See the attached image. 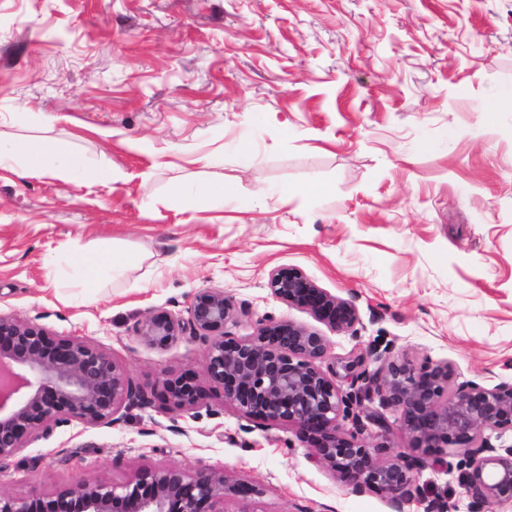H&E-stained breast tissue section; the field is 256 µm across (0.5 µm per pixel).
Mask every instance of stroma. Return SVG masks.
Returning <instances> with one entry per match:
<instances>
[{"mask_svg":"<svg viewBox=\"0 0 512 512\" xmlns=\"http://www.w3.org/2000/svg\"><path fill=\"white\" fill-rule=\"evenodd\" d=\"M509 85L512 0H0V136L64 140L116 174L85 187L0 165V310L83 337L149 388L200 375L205 348L146 344L133 330L145 311L182 316L196 291L220 288L232 335L266 316L311 326L268 286L294 265L356 300L357 333H326L322 366L341 388L346 363L372 351L510 383L512 112L489 127L476 110ZM176 178L295 193L249 213L186 207L170 200ZM103 240L136 258L121 279L84 302L48 280ZM121 416L56 428L0 462V488L47 497L177 466L263 487L228 512H424L423 499L352 492L294 426L246 419L218 393L189 412ZM414 480L468 512L457 471Z\"/></svg>","mask_w":512,"mask_h":512,"instance_id":"1","label":"stroma"}]
</instances>
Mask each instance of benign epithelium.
I'll use <instances>...</instances> for the list:
<instances>
[{"label": "benign epithelium", "instance_id": "7a95c632", "mask_svg": "<svg viewBox=\"0 0 512 512\" xmlns=\"http://www.w3.org/2000/svg\"><path fill=\"white\" fill-rule=\"evenodd\" d=\"M272 295L307 311L336 332L355 330V299L319 287L301 268L270 273ZM187 316L152 309L134 331L145 343L167 347L189 337L206 345L201 376L224 403L247 419L294 425L313 458L356 493H377L397 502L420 496L412 473L447 457L456 459L469 512L512 505V445L496 446L487 430L512 431V384L488 389L455 384L449 362L415 365L376 355L378 368L356 374L342 390L318 365L328 351L326 336L287 319L265 318L254 334L225 330L234 304L222 288L197 291ZM153 394L168 411H191L202 399L192 376L166 374L146 392L102 349L77 336H52L42 324L0 312V461L77 421L88 427L116 425L121 408L151 405ZM397 412L407 452L384 456L388 441L363 442V401ZM264 490L224 472L176 466L141 469L122 484L83 481L49 497L26 498L0 489V512H226L234 496L255 498Z\"/></svg>", "mask_w": 512, "mask_h": 512}]
</instances>
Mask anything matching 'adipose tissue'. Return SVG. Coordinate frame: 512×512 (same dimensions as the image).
Wrapping results in <instances>:
<instances>
[{"instance_id":"1","label":"adipose tissue","mask_w":512,"mask_h":512,"mask_svg":"<svg viewBox=\"0 0 512 512\" xmlns=\"http://www.w3.org/2000/svg\"><path fill=\"white\" fill-rule=\"evenodd\" d=\"M2 163L18 165L34 175L54 165L64 170L81 186H91L113 178V170L109 164L86 163L67 144L53 139L32 141L0 138V164ZM131 260L132 256L126 249L116 245H101L91 255L69 259L72 285L80 289L82 298H92L104 277L121 278L130 268Z\"/></svg>"}]
</instances>
